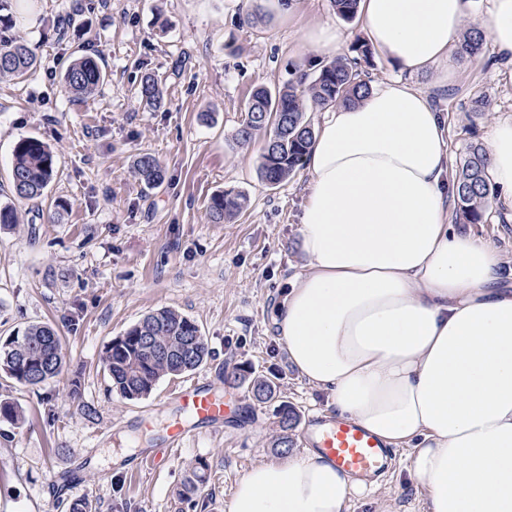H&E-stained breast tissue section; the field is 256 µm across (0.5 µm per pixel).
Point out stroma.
Here are the masks:
<instances>
[{
	"label": "stroma",
	"mask_w": 512,
	"mask_h": 512,
	"mask_svg": "<svg viewBox=\"0 0 512 512\" xmlns=\"http://www.w3.org/2000/svg\"><path fill=\"white\" fill-rule=\"evenodd\" d=\"M260 2L9 0L12 33L41 64L23 80H0V202L12 197L20 140L51 148L54 175L41 198L18 203V223L0 225V339L53 324L64 365L34 389L0 376V401L24 413L19 423L0 417V512H62L56 489L66 475L70 498L92 501L99 512H228L240 476L281 456L275 413L283 402L299 415L294 450L308 448L304 430L312 413L326 412L328 396L290 367L272 325L296 272L308 174L269 185L259 172L264 135L241 145L235 134L255 86L281 85L291 71L325 59L303 44L302 29L339 26L346 56L366 33L361 20H343L333 0H297L294 17L266 11L245 23ZM86 55L102 59L107 79L88 98L73 99L60 75ZM147 72L164 84L154 110L135 94ZM412 83L447 113L452 159L470 144H487L494 125L512 119V66L492 46L454 58L447 86L431 73ZM144 152L166 172L152 190L134 173ZM226 190L244 193L247 207L232 222H213L210 200ZM487 216L470 230L503 255L501 276L511 281L512 221L494 204ZM164 308L199 326L210 356L196 373L235 399L237 413L222 430L188 440L162 470L137 474L129 459L159 447L175 417L160 404L186 378H162L148 397L129 400L113 390L103 357L113 338ZM239 365L278 374L274 398L260 403L248 384H225ZM146 412L149 424L133 425ZM408 454L396 449L374 491L353 496L349 512H425ZM200 461L204 484L180 499Z\"/></svg>",
	"instance_id": "35a3bbf8"
}]
</instances>
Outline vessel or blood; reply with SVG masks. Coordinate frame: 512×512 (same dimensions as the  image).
I'll list each match as a JSON object with an SVG mask.
<instances>
[{
  "instance_id": "vessel-or-blood-1",
  "label": "vessel or blood",
  "mask_w": 512,
  "mask_h": 512,
  "mask_svg": "<svg viewBox=\"0 0 512 512\" xmlns=\"http://www.w3.org/2000/svg\"><path fill=\"white\" fill-rule=\"evenodd\" d=\"M170 402L180 414L167 430L162 447L143 453L133 469H162L186 439L224 426V397L208 377L191 379L174 389ZM313 446L325 454L338 469L356 477L380 472L391 457L378 438L354 420L340 416H318Z\"/></svg>"
}]
</instances>
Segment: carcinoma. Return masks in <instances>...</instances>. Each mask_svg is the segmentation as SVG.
Wrapping results in <instances>:
<instances>
[{"instance_id":"obj_1","label":"carcinoma","mask_w":512,"mask_h":512,"mask_svg":"<svg viewBox=\"0 0 512 512\" xmlns=\"http://www.w3.org/2000/svg\"><path fill=\"white\" fill-rule=\"evenodd\" d=\"M336 12L346 20L357 16L359 0H333ZM486 34L470 28L462 36L459 54L465 58L479 55ZM355 56L320 61L317 69L308 73L295 71L287 82L276 87H256L250 95L245 117L237 129L235 140L250 142L264 131L269 134L260 156V175L271 185H277L295 174L304 164L314 138V128L308 113L326 106L353 104L369 94L370 85L362 78V66L371 63L373 51L366 41L354 47ZM39 60L34 49L21 38L0 40V78L22 79L37 68ZM106 73L91 57L73 60L62 74L67 92L80 99L92 94L104 84ZM138 95L144 107L153 110L163 99L161 80L153 73L143 75ZM486 149L470 145L459 159L455 173L456 213L462 224H483L488 203L494 195L487 174ZM141 183L148 189L159 187L165 172L151 153L138 157L134 167ZM54 171V156L41 140L21 141L13 154L11 189L19 200L40 198ZM247 206V197L226 191L212 198L209 214L221 223L235 219ZM62 345L56 329L49 324H31L22 333L0 341V373L25 386L38 387L61 373ZM209 357V350L198 326L189 318L171 309H160L145 315L123 335L107 346L104 364L112 388L127 399L149 395L165 376H178L198 368ZM250 370L232 372L226 380L233 384L250 381L255 400L273 398L275 384L268 378H249ZM281 435L277 446H291L289 431L299 419L295 409L284 403L276 412ZM204 464L193 469L178 496L200 490L205 481Z\"/></svg>"}]
</instances>
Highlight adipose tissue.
<instances>
[{
    "label": "adipose tissue",
    "mask_w": 512,
    "mask_h": 512,
    "mask_svg": "<svg viewBox=\"0 0 512 512\" xmlns=\"http://www.w3.org/2000/svg\"><path fill=\"white\" fill-rule=\"evenodd\" d=\"M483 23L512 58V0ZM479 0H360L372 48L401 70H451ZM448 124L428 93L399 81L327 111L305 158L296 248L301 273L273 316L288 360L389 446L427 512H512V284L501 254L458 228L449 205ZM496 202L512 210V120L487 147ZM363 482L320 451L261 462L228 512H347Z\"/></svg>",
    "instance_id": "adipose-tissue-1"
}]
</instances>
